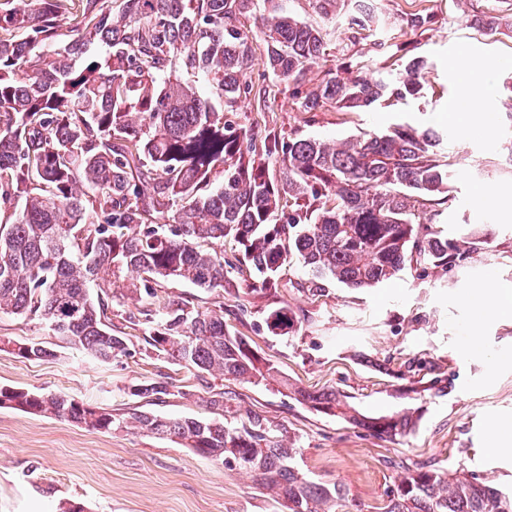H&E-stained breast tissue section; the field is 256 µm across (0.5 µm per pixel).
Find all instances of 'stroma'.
Listing matches in <instances>:
<instances>
[{
    "label": "stroma",
    "instance_id": "obj_1",
    "mask_svg": "<svg viewBox=\"0 0 512 512\" xmlns=\"http://www.w3.org/2000/svg\"><path fill=\"white\" fill-rule=\"evenodd\" d=\"M371 3L374 21L367 29L348 24L353 0L323 19L326 52L306 71L305 83L335 71L393 81L407 57L420 55L431 65L424 97L350 114L330 107L304 114L283 84L268 109L251 96L241 101L235 119L290 136L336 140L396 125L436 128L443 137L438 151L453 163L451 189L446 202H430L427 211L437 230L451 238L465 224L491 225V247L449 269L421 273L406 267L397 279L373 288L330 280L316 296L296 289L307 277L296 262L281 271L292 287L271 291L243 286L229 294L173 278L153 283L159 295L183 298L202 310L223 309L229 331L246 338L294 386L336 391L365 414L415 411L416 429L386 441L342 418L311 411L276 386L225 381V422L259 415L270 435L297 447L300 471L313 481L342 486L345 501L338 512H381L398 481L422 464L512 487V441L500 449L490 444L494 425L512 427V214L477 202L485 189L512 197V121L503 107L505 86L512 83V29L490 36L467 21L485 13L512 22V0ZM422 9L430 22L407 27L408 14ZM468 56L497 66L483 92V105L494 115L487 135L464 136L461 118L450 111L456 84L449 73ZM483 282L499 288L504 299L497 313L484 318L467 302L471 288ZM151 303L146 296L113 299L112 327L129 337L130 353L109 363L64 346L54 359L21 358L14 344L34 338L50 343L53 333L44 321L0 313V387L61 393L115 413L140 405L167 417H209L201 381L147 353L146 321L129 322L130 314ZM286 304L301 327L289 336L272 335L267 313ZM475 336L481 343L477 354L468 350ZM424 360L445 379V393L412 392ZM160 374L171 384L164 401L145 403L131 395L133 384ZM67 502L84 504L87 512H277L250 477L174 440L137 429L103 433L0 408V512H60Z\"/></svg>",
    "mask_w": 512,
    "mask_h": 512
}]
</instances>
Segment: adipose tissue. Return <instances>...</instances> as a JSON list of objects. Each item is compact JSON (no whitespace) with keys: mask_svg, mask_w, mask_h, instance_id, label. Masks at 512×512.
<instances>
[{"mask_svg":"<svg viewBox=\"0 0 512 512\" xmlns=\"http://www.w3.org/2000/svg\"><path fill=\"white\" fill-rule=\"evenodd\" d=\"M457 69L461 78L452 110L463 117V131H490L492 115L482 106L481 98L494 70L493 65L480 59L464 57L459 60Z\"/></svg>","mask_w":512,"mask_h":512,"instance_id":"1","label":"adipose tissue"}]
</instances>
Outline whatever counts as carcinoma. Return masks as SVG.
<instances>
[{
    "instance_id": "cac0c4a2",
    "label": "carcinoma",
    "mask_w": 512,
    "mask_h": 512,
    "mask_svg": "<svg viewBox=\"0 0 512 512\" xmlns=\"http://www.w3.org/2000/svg\"><path fill=\"white\" fill-rule=\"evenodd\" d=\"M258 0H0V312L44 320L63 343L110 363L128 355V338L113 333L112 297L144 293L147 352L193 369L224 414V389L208 381L272 382L288 388L277 368L241 336L224 312L191 309L173 296L125 284L177 278L200 288H231L233 273L260 289L278 288V271L296 261L315 295L334 280L373 288L415 263L448 268L493 240V229L441 237L421 222L431 201L448 197L451 163L435 148L440 133L398 126L340 142L285 138L229 114L250 96L256 50L240 18ZM266 67L292 85L298 110L331 107L360 112L379 101L418 98L428 62L413 57L395 83L359 74L329 75L302 88L300 75L326 47L315 22L263 0L259 16ZM471 25L495 33L499 19L474 15ZM182 70L207 87L200 93ZM279 164L283 177L269 165ZM173 218L171 224H152ZM233 239L244 264L226 269L216 246ZM287 306L272 310L275 336L296 331ZM22 358L54 356L26 342ZM161 401L167 377L134 386ZM316 412L343 414L378 438L415 430L408 412L378 417L346 407L333 390H293ZM17 410L51 415L89 429L131 427L175 439L204 458L251 473L280 512H336L344 493L294 467L298 449L269 434L249 415L239 425L172 418L131 408L126 413L66 395L21 390ZM382 512H512V489L420 467L399 480Z\"/></svg>"
}]
</instances>
